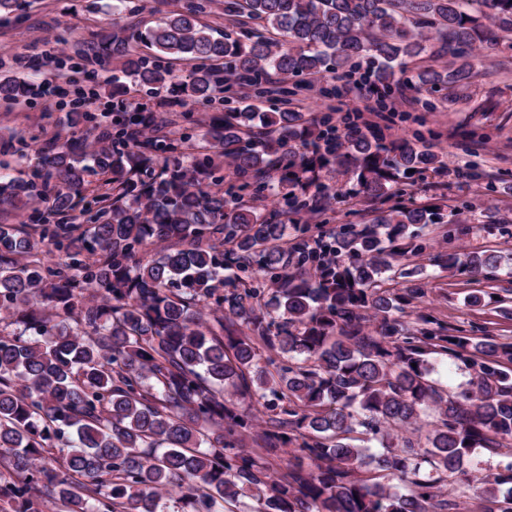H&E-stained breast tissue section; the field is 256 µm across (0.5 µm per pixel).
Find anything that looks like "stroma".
<instances>
[{"instance_id":"obj_1","label":"stroma","mask_w":512,"mask_h":512,"mask_svg":"<svg viewBox=\"0 0 512 512\" xmlns=\"http://www.w3.org/2000/svg\"><path fill=\"white\" fill-rule=\"evenodd\" d=\"M113 0H34L22 14L0 13V77L12 74V59L33 56L45 50L47 36L63 40L65 56L74 53V42L89 45L98 53V68L83 65L62 74H73L75 89L90 93L89 112L111 111L116 103L153 106L160 92L138 85L129 76H115L113 64L102 53L98 36L106 30L127 27L146 30L182 0H134L136 14L115 13ZM291 101L296 111L316 123L336 103V81L316 80L308 75L289 78ZM406 112H394L389 102L377 108L389 112V131L399 137H420L433 143L448 164H462L466 177L444 171L424 173L416 184H401L404 204H420L438 198L444 203V221L428 225L424 233L427 250L414 257V266L428 274L425 304L432 314L449 324L477 326L496 336L512 337V49L481 47L471 79L463 85L414 94ZM70 97L34 96L14 106L0 102V144L11 143L28 158L21 166L30 173L41 152L86 136L85 127L72 126ZM334 180L345 190L327 222L308 218L292 226L289 243L309 240L334 231L343 224H362L368 217L361 210V198L354 195L351 175L338 174ZM457 250H486L508 257L507 265L495 272L456 275L433 266L440 253ZM495 293V303L472 307L466 302L474 290Z\"/></svg>"}]
</instances>
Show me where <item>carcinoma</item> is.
I'll use <instances>...</instances> for the list:
<instances>
[{
    "label": "carcinoma",
    "mask_w": 512,
    "mask_h": 512,
    "mask_svg": "<svg viewBox=\"0 0 512 512\" xmlns=\"http://www.w3.org/2000/svg\"><path fill=\"white\" fill-rule=\"evenodd\" d=\"M209 8L184 0L146 31H109L104 42L141 84L207 104L211 68L182 82L160 60L222 62L258 97L271 72L340 79L363 62L387 92L429 55L432 34L448 61L419 68L418 91L467 81L482 42L512 48V0H224L239 32L217 37L201 21ZM130 38L151 54L129 51ZM29 94L27 81L0 78V101ZM142 119L116 110L100 146L64 144L27 180L0 160V202L27 208L45 199L47 182L55 187L34 233L0 225V310L13 317L0 330V507L165 512L176 489L170 512H456L453 483L481 512H512V463L463 468L477 448L512 449V342L424 311L406 320L426 295L409 267L426 249L412 227L439 223L442 205L377 209L319 252L297 243L299 267L312 263L318 277L285 273L280 242L293 216L323 218L342 197L324 174L350 171L355 194L388 202L396 185L442 167L431 146L362 133L323 150L320 126L286 107L259 112L245 97L201 134L231 161L227 180L214 176L215 158L185 164L187 133L130 140ZM89 173L110 191L88 197ZM270 195L283 206L268 216L244 201ZM80 203L84 226L68 223ZM149 242L169 246L145 259L138 250ZM42 246L64 260L45 263ZM498 262L476 251L442 259L460 275ZM249 270L270 275L263 305L264 289L242 277ZM396 276L408 286L384 287ZM205 306L224 310L217 325L202 320ZM449 359L468 375L459 391L432 378ZM246 398L266 416L250 448ZM64 447L59 460L53 450ZM370 464L374 475L359 477Z\"/></svg>",
    "instance_id": "carcinoma-1"
}]
</instances>
